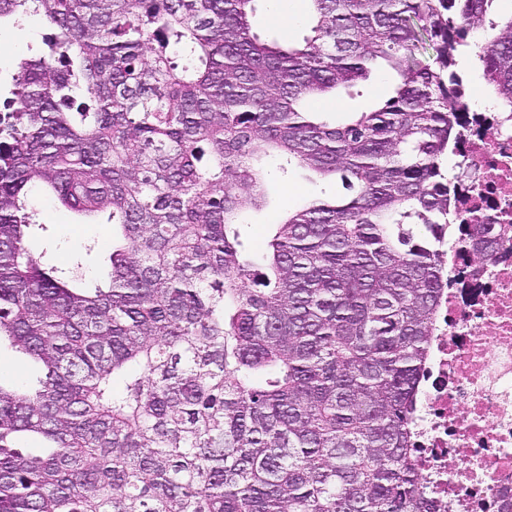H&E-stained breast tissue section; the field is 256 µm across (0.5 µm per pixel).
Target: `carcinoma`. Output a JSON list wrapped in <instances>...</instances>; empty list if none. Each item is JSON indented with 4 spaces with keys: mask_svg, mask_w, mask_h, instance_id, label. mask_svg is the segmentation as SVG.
<instances>
[{
    "mask_svg": "<svg viewBox=\"0 0 512 512\" xmlns=\"http://www.w3.org/2000/svg\"><path fill=\"white\" fill-rule=\"evenodd\" d=\"M258 0H0L52 29L0 113V512H423L408 446L452 231L442 158L470 33L512 112L497 0H308L310 33L262 39ZM397 76L332 125L313 101ZM272 154L339 177L241 241ZM112 225L109 283L34 256L30 188ZM121 380L115 388L114 381ZM22 434L41 439L35 451ZM35 368L25 355L13 352L7 347H2L0 352V381L9 386L16 382L35 381Z\"/></svg>",
    "mask_w": 512,
    "mask_h": 512,
    "instance_id": "cac0c4a2",
    "label": "carcinoma"
}]
</instances>
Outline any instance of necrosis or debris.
Segmentation results:
<instances>
[{
  "label": "necrosis or debris",
  "instance_id": "necrosis-or-debris-1",
  "mask_svg": "<svg viewBox=\"0 0 512 512\" xmlns=\"http://www.w3.org/2000/svg\"><path fill=\"white\" fill-rule=\"evenodd\" d=\"M455 108L466 117L452 188L457 224H512V113L475 109L465 73ZM448 283L416 395L412 441L432 512H502L512 500V233L488 261L470 240L445 246Z\"/></svg>",
  "mask_w": 512,
  "mask_h": 512
}]
</instances>
